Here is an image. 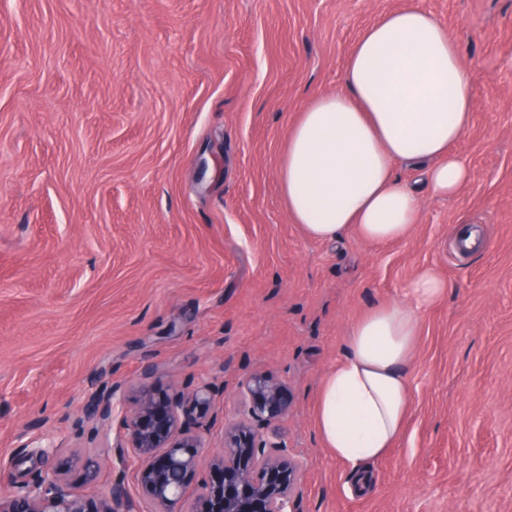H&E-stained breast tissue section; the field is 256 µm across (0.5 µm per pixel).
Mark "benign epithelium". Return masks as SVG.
I'll return each instance as SVG.
<instances>
[{
  "label": "benign epithelium",
  "mask_w": 512,
  "mask_h": 512,
  "mask_svg": "<svg viewBox=\"0 0 512 512\" xmlns=\"http://www.w3.org/2000/svg\"><path fill=\"white\" fill-rule=\"evenodd\" d=\"M158 372L154 363L142 366L138 403L123 420L126 448L138 463V495L152 504V512H206L205 505L216 500L219 512H298L307 462L288 454L281 441L278 424L291 410L286 386L266 373H252L234 414L224 419L222 446L212 448L189 411L210 407V386L158 396L151 387ZM112 396L90 400L84 417L108 425ZM202 465L221 473L224 482L206 480L193 494L189 488ZM125 501L119 488L101 495L78 491L54 468L32 471L28 478L0 487V512H129Z\"/></svg>",
  "instance_id": "benign-epithelium-1"
}]
</instances>
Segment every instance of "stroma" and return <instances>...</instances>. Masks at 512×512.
I'll use <instances>...</instances> for the list:
<instances>
[{
	"label": "stroma",
	"instance_id": "1",
	"mask_svg": "<svg viewBox=\"0 0 512 512\" xmlns=\"http://www.w3.org/2000/svg\"><path fill=\"white\" fill-rule=\"evenodd\" d=\"M408 0H0V482L100 450V490L149 512L122 424L145 361L208 384L212 446L245 379L283 382L301 512H512V0H417L458 38L475 100L455 146L474 177L421 198L404 240L320 242L278 164L363 31ZM483 240L456 248L460 229ZM424 268L410 413L369 486L319 440L320 383L350 325ZM117 390L99 435L88 399Z\"/></svg>",
	"mask_w": 512,
	"mask_h": 512
}]
</instances>
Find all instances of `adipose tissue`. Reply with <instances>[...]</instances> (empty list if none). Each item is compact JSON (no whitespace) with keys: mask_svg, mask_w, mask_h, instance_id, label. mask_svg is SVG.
I'll return each instance as SVG.
<instances>
[{"mask_svg":"<svg viewBox=\"0 0 512 512\" xmlns=\"http://www.w3.org/2000/svg\"><path fill=\"white\" fill-rule=\"evenodd\" d=\"M474 112L456 36L412 0L383 14L355 43L340 87L314 96L288 131L278 174L290 219L319 241L408 237L420 197L399 182L397 165L427 164L431 194L457 196L473 174L453 146ZM446 288L421 270L400 297L352 323L315 409L317 433L337 460L379 459L401 435L421 312Z\"/></svg>","mask_w":512,"mask_h":512,"instance_id":"ef3b65f1","label":"adipose tissue"}]
</instances>
